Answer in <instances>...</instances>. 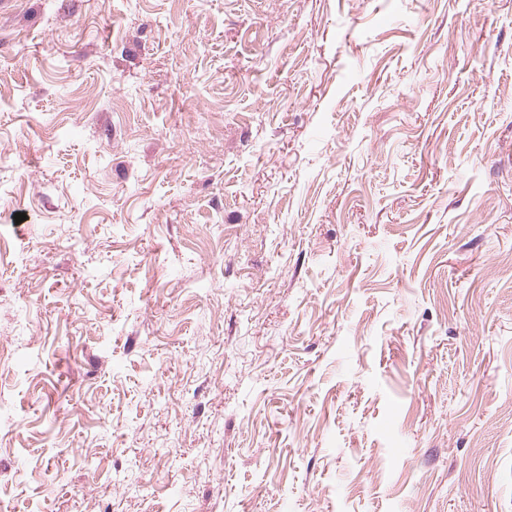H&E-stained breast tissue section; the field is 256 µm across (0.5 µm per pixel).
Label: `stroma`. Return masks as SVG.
Wrapping results in <instances>:
<instances>
[{"instance_id": "1", "label": "stroma", "mask_w": 512, "mask_h": 512, "mask_svg": "<svg viewBox=\"0 0 512 512\" xmlns=\"http://www.w3.org/2000/svg\"><path fill=\"white\" fill-rule=\"evenodd\" d=\"M0 242L6 512H512V0H0Z\"/></svg>"}]
</instances>
